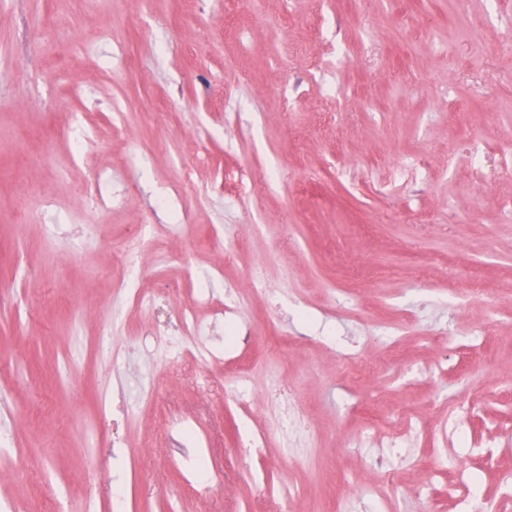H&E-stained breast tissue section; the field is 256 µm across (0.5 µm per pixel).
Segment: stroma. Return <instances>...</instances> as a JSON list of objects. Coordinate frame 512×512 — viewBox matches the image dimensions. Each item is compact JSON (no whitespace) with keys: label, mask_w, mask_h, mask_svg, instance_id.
<instances>
[{"label":"stroma","mask_w":512,"mask_h":512,"mask_svg":"<svg viewBox=\"0 0 512 512\" xmlns=\"http://www.w3.org/2000/svg\"><path fill=\"white\" fill-rule=\"evenodd\" d=\"M1 52L0 512H115L125 485L132 512H270L261 471L295 512H336L349 483L371 512H451L452 479L428 499L386 492L357 440L364 413L389 432L396 408L472 393L470 431L495 447L443 450L512 512V0H9ZM76 117L94 138L78 157ZM103 169L131 186L106 214L75 193ZM166 187L190 225L152 238L142 288L166 314L198 280L221 302L260 267L279 306L251 294L234 318L287 346L313 447L282 454L261 348L206 336L209 365L134 350L148 316L110 245L174 223ZM393 318L398 345L380 338ZM330 331L376 360L366 381L321 343ZM239 359L259 456L235 445L224 365ZM152 396L194 423L193 443L126 415Z\"/></svg>","instance_id":"obj_1"}]
</instances>
